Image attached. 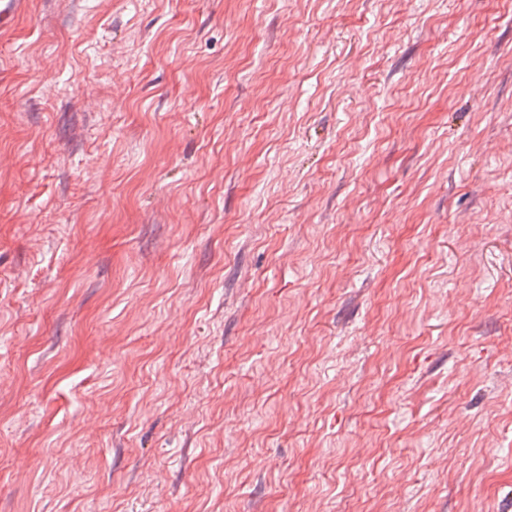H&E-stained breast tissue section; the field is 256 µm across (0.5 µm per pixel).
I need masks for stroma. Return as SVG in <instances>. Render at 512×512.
I'll return each mask as SVG.
<instances>
[{"label": "stroma", "mask_w": 512, "mask_h": 512, "mask_svg": "<svg viewBox=\"0 0 512 512\" xmlns=\"http://www.w3.org/2000/svg\"><path fill=\"white\" fill-rule=\"evenodd\" d=\"M0 512H512V0H29Z\"/></svg>", "instance_id": "1"}]
</instances>
